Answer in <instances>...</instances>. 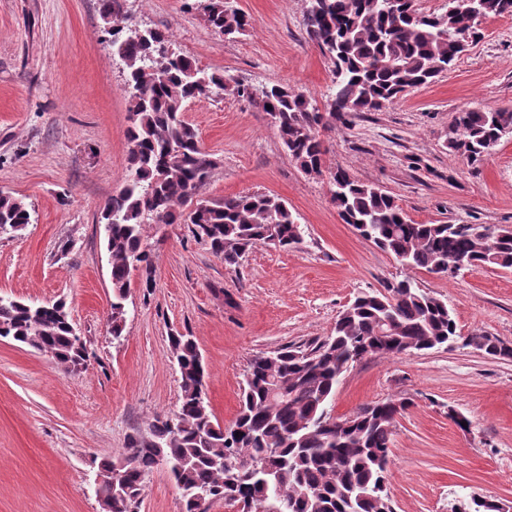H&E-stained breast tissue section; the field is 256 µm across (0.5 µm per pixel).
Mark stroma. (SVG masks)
I'll use <instances>...</instances> for the list:
<instances>
[{"label": "stroma", "instance_id": "stroma-1", "mask_svg": "<svg viewBox=\"0 0 512 512\" xmlns=\"http://www.w3.org/2000/svg\"><path fill=\"white\" fill-rule=\"evenodd\" d=\"M205 5L124 0L118 22L165 33L173 51L229 80L281 84L325 103L333 64L307 34L306 0H233L254 20L234 39L212 31ZM108 28L99 0H0V193L31 209L24 230L0 237V296L64 300L89 354L70 372L0 338V512H102L95 461L121 460L128 434L179 406L168 341L176 332L194 337L210 409L224 425L254 357L329 336L359 293L405 278L446 300L462 334L512 345V268L453 277L406 268L343 223L327 177L342 169L381 188L416 223L512 226V138L475 167L446 147L457 112L512 109L511 15L484 19L481 40L434 82L321 130L320 176L291 160L255 104L225 92L192 100L185 118L216 161L201 196H277L303 242L253 247L229 269L190 225H146L154 272H133L117 340L100 217L129 173L130 98ZM386 399L409 403L392 436L395 512H452L474 494L512 508V359L459 344L372 356L343 373L331 409L344 418ZM181 509L179 490L155 470L138 512Z\"/></svg>", "mask_w": 512, "mask_h": 512}]
</instances>
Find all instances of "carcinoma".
<instances>
[{"mask_svg": "<svg viewBox=\"0 0 512 512\" xmlns=\"http://www.w3.org/2000/svg\"><path fill=\"white\" fill-rule=\"evenodd\" d=\"M512 14V0H450L443 14L417 11L413 0H308L307 32L334 65L333 93L320 107L274 84L256 94L220 71H206L184 55L166 57L157 30L140 37L114 25L112 45L128 70L132 167L101 213L110 253L112 336H122L133 264L151 285L153 257L144 246L147 224H190L224 266L235 268L259 244L291 248L303 241L301 224L282 199L266 193L198 198L215 161L184 118L189 101L214 90L255 101L275 114L274 127L288 156L308 174L323 173L319 130L358 112H371L404 92L448 72L454 41L475 43L480 21ZM207 22L227 39L243 35L252 19L231 0H208ZM271 108H266V105ZM512 135V109L457 113L450 151L472 165ZM330 191L341 219L411 269L453 276L467 269L512 268V228L477 224H419L385 191L338 169ZM195 204L192 212L186 207ZM31 223L28 205L0 193V228ZM0 337L85 365L62 301L40 308L0 296ZM462 342L486 355L512 359V347L482 332L461 336L448 303L401 281L387 293H364L336 319L332 335L307 347H285L250 362L233 423L215 420L198 375L196 342L181 334L169 345L181 378L178 410L158 418L148 434L127 438L125 458L100 461L116 473L96 495L112 512H134L146 480L163 468L181 491L182 512H209L213 502L248 512L261 500L286 499L292 512H387L386 490L393 427L408 402L387 399L341 419L328 404L348 366L372 355L395 356ZM455 512H499L496 501L472 498Z\"/></svg>", "mask_w": 512, "mask_h": 512, "instance_id": "carcinoma-1", "label": "carcinoma"}]
</instances>
